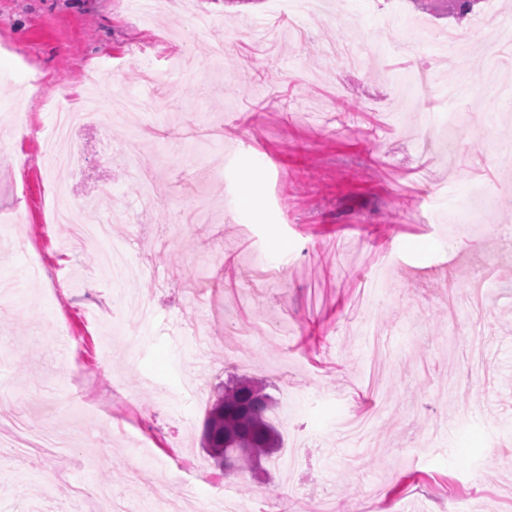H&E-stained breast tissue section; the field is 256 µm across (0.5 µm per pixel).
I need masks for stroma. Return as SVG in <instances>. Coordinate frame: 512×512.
I'll list each match as a JSON object with an SVG mask.
<instances>
[{
    "instance_id": "35a3bbf8",
    "label": "stroma",
    "mask_w": 512,
    "mask_h": 512,
    "mask_svg": "<svg viewBox=\"0 0 512 512\" xmlns=\"http://www.w3.org/2000/svg\"><path fill=\"white\" fill-rule=\"evenodd\" d=\"M209 15L193 32L189 17ZM287 0H0V126L24 113L28 136L0 139V423L64 429L78 460L68 481L107 488L127 512H203L224 484L254 512H512V275L489 284L480 316L451 306L476 266H496L512 209L470 185L512 183V102L436 99L424 137L396 73L346 69L308 43H384L419 15L410 0H343L289 28ZM230 51L213 65L210 50ZM162 112L75 131L78 165L44 153L48 94L96 84L106 109L144 70ZM249 81H238L239 73ZM140 136L105 168V144ZM222 156L200 183L195 170ZM153 169L141 209L135 171ZM254 174L260 212L236 219ZM96 190L146 271L107 279L95 244L50 221L51 195ZM66 268L53 288L34 258ZM244 377L273 399L293 460L225 475L202 448L207 396ZM45 457L0 459V512H73Z\"/></svg>"
}]
</instances>
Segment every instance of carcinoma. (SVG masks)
Segmentation results:
<instances>
[{
  "instance_id": "1",
  "label": "carcinoma",
  "mask_w": 512,
  "mask_h": 512,
  "mask_svg": "<svg viewBox=\"0 0 512 512\" xmlns=\"http://www.w3.org/2000/svg\"><path fill=\"white\" fill-rule=\"evenodd\" d=\"M419 9L448 10L460 18L475 13L481 0H412ZM272 399L246 381L217 392L205 420L203 444L218 467L232 457L235 471L244 472L261 458H271L281 435L268 416ZM248 452L242 453L240 449Z\"/></svg>"
}]
</instances>
